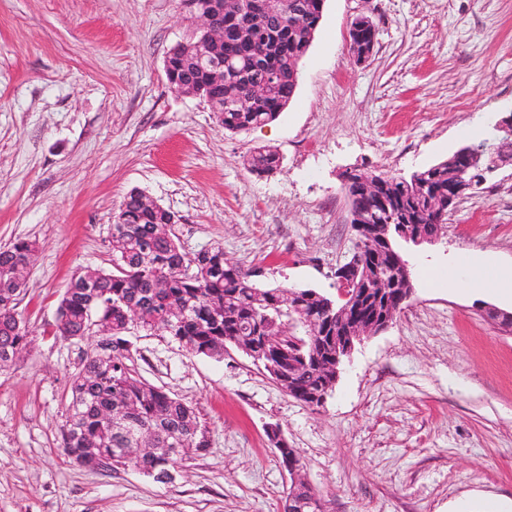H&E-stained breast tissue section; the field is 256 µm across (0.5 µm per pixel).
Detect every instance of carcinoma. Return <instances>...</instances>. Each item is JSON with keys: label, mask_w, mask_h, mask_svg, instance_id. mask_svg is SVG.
<instances>
[{"label": "carcinoma", "mask_w": 512, "mask_h": 512, "mask_svg": "<svg viewBox=\"0 0 512 512\" xmlns=\"http://www.w3.org/2000/svg\"><path fill=\"white\" fill-rule=\"evenodd\" d=\"M290 2L300 4L303 16L266 10L259 22L248 27L245 37L238 33L244 18L224 16V82H213L199 72L191 55L178 52L169 59L167 82L174 87L191 84L202 97L224 104L217 118L228 132H246L274 121L296 93L299 63L323 15L322 0ZM377 34L375 27L351 22L350 52L356 61L374 53ZM257 84L266 86L260 97L252 95ZM469 149L479 153L486 165L512 162V133L504 134L496 145L480 143ZM282 162L267 147L254 149L246 160L248 170L258 176L275 173ZM448 173L444 161L408 178H381L379 192L389 206L386 219L393 224H415L425 237H437L447 228ZM364 176L353 169L345 173L342 183L353 224L369 207ZM169 216L168 209L143 202L140 193H127L109 230L112 269L97 270L92 288L84 287L83 274L73 277L60 301L56 327L61 337H85L86 317L93 310L103 330L71 378L62 429L67 456L90 451L97 458L96 469H120L113 462L115 453L133 447L141 432L151 448H171L181 437L194 441V446L183 449L186 459L208 447L206 429L195 408L143 381L130 358L121 364L112 362V352L129 343L125 338L129 329L147 336L162 332L195 355L221 357L234 345L250 349L263 367L279 362L275 380L282 390L312 408L320 407L322 396L336 383L314 364L315 355L329 354L335 346L304 338V362L290 369L288 358L266 341L279 332L290 336L291 325L306 331L311 320L336 331L331 298L313 289L259 286L249 278L250 272L225 263L219 245L193 255L184 253L167 229ZM398 238L394 232L389 235L382 259L393 279L401 276L397 263L407 260L396 246ZM36 252V242L27 239L0 248V366L14 362L31 343L17 306L19 289L26 288L23 272L34 262ZM132 306L142 313L136 326L126 317ZM107 410L121 411L122 419L108 421ZM178 464L177 459L161 456H145L137 462L145 474L163 484Z\"/></svg>", "instance_id": "carcinoma-1"}]
</instances>
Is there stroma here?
Returning a JSON list of instances; mask_svg holds the SVG:
<instances>
[{
	"label": "stroma",
	"instance_id": "1",
	"mask_svg": "<svg viewBox=\"0 0 512 512\" xmlns=\"http://www.w3.org/2000/svg\"><path fill=\"white\" fill-rule=\"evenodd\" d=\"M360 14L378 30L362 63L348 43ZM189 27L180 0H0V248L38 245L18 306L33 342L0 369V512H283L272 426L325 512H512V332L490 317L512 304L439 276L466 253L512 265V166L412 249L410 300L322 407L235 348L197 356L136 334V371L197 409L207 450L169 484L65 454L70 377L94 339L57 336V309L76 272L111 269L128 192L177 215L186 253L219 245L262 284L332 295L354 243L342 173L411 174L497 143L512 113V0H326L294 98L242 133L168 85L166 55ZM261 146L283 158L268 177L245 166Z\"/></svg>",
	"mask_w": 512,
	"mask_h": 512
}]
</instances>
